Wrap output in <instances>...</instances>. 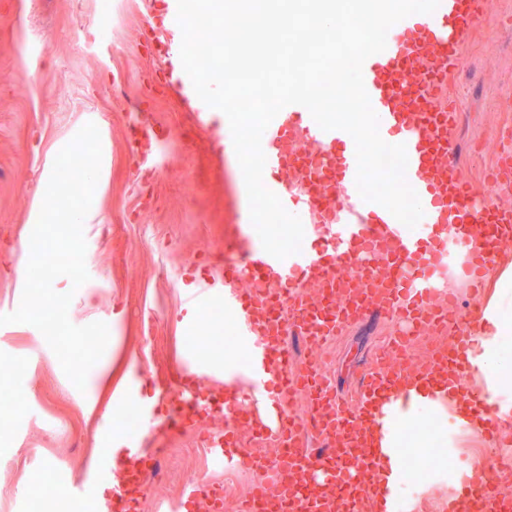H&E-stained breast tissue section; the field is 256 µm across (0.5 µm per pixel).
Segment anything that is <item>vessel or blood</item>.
<instances>
[{"label": "vessel or blood", "mask_w": 512, "mask_h": 512, "mask_svg": "<svg viewBox=\"0 0 512 512\" xmlns=\"http://www.w3.org/2000/svg\"><path fill=\"white\" fill-rule=\"evenodd\" d=\"M152 28L163 50L162 78L186 103L198 127L211 130L221 151L233 154L228 122L196 95L180 60L182 32L177 0H156ZM491 0H440L431 14H414L394 24L383 52L370 56L363 77L379 132L390 144H405L406 179L416 190L424 216L410 231L383 206L364 201L356 188L355 143L342 130H322L300 105L284 107L262 137L265 186L300 217L308 242L280 260L264 251L249 213L238 204L225 208L234 231L224 239L223 274H205L184 293L187 309L200 314L221 303L238 343L248 355L243 372L218 377L209 360L189 355L171 384L157 396L145 394L141 376L116 393L117 403L139 420V435L112 445V418L98 422L104 449L75 481H63L73 498L94 502L96 512H141L151 495L148 477L160 455L154 442L195 429L202 421L222 426L205 445L220 470L261 466L262 478L239 512H364L374 485L368 480L378 451L371 437L376 410L411 388H462L458 347L479 318H460L446 292L449 253L462 255L471 288H481L483 272L502 244L512 241V205L489 197L459 173L455 133L461 103L448 96V75L472 32L485 24ZM163 129L146 130V147L132 155L143 174L156 161ZM490 182L512 188V132L504 131ZM390 317L388 351L361 384L353 406L343 408L324 380L316 358L296 360L287 335L320 344L349 326ZM454 333L453 345L436 347L426 364L407 354L415 337ZM306 399L308 411L292 406ZM238 408L225 415L224 406ZM275 442V461L240 452L241 432ZM316 434L324 448H307ZM156 512H224V488L193 482L178 499L159 502ZM452 512H512V499L467 484Z\"/></svg>", "instance_id": "1"}]
</instances>
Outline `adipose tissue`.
Returning <instances> with one entry per match:
<instances>
[{"instance_id": "obj_1", "label": "adipose tissue", "mask_w": 512, "mask_h": 512, "mask_svg": "<svg viewBox=\"0 0 512 512\" xmlns=\"http://www.w3.org/2000/svg\"><path fill=\"white\" fill-rule=\"evenodd\" d=\"M510 337L512 322L500 314L495 299H488L465 353L469 366L467 385L493 404L496 417L504 422L512 420V358L504 351V342ZM421 416L430 422L429 429L420 431L415 442V450L421 454L432 448L430 435L433 432L448 436L462 432L477 435L482 431L480 425L471 421L469 411L458 395L421 392L395 398L375 433V441L380 447L375 473L379 486L375 505L381 512H394V492L410 486L402 466L406 454L404 431Z\"/></svg>"}]
</instances>
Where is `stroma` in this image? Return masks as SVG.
<instances>
[{"label":"stroma","mask_w":512,"mask_h":512,"mask_svg":"<svg viewBox=\"0 0 512 512\" xmlns=\"http://www.w3.org/2000/svg\"><path fill=\"white\" fill-rule=\"evenodd\" d=\"M151 0H123V14L110 40L96 39L101 20L95 0H0V315L15 311L24 285L16 277L27 263V242L42 205L44 177L58 152L86 123L102 141V165L85 225L90 279L72 289L59 277L57 292H73L69 319L77 326L107 323L106 352L116 376L111 384L88 376L78 391L64 374L42 334L29 324L0 326V366L14 370L17 402L0 406V512H14L17 492L30 495L29 512H47L33 475L49 469L53 501L69 512H95L92 502L69 500L60 486L77 477L94 454L95 418L115 416V440L128 431L125 409L111 395L134 371L164 383L187 353L197 351V333L185 317L183 280L224 265V157L212 133L196 128L174 90L162 87L163 55L146 49ZM448 91L463 112L456 131L459 170L481 185L497 154L496 134L512 125V22L477 30L448 78ZM164 128V168L149 182L135 178L130 162L139 124ZM185 138L196 149L181 148ZM380 317L344 330L318 347L287 339L295 358L317 357L338 399L354 403L358 385L391 330ZM212 423L196 432L160 440V479L154 496L175 499L192 481L224 485V512L259 479L245 467L214 471L203 442Z\"/></svg>","instance_id":"obj_1"}]
</instances>
